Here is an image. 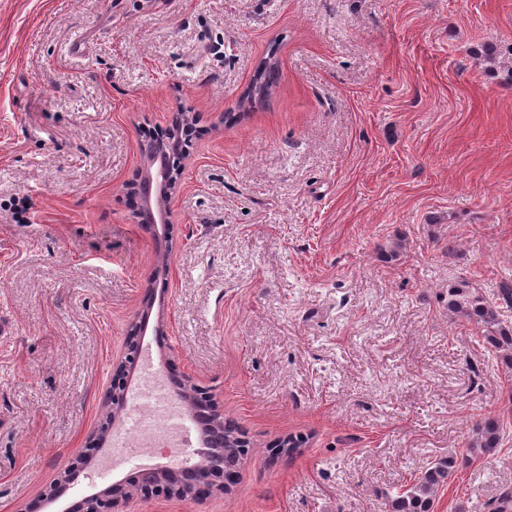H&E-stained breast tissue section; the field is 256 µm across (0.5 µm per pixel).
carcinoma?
Listing matches in <instances>:
<instances>
[{
    "mask_svg": "<svg viewBox=\"0 0 512 512\" xmlns=\"http://www.w3.org/2000/svg\"><path fill=\"white\" fill-rule=\"evenodd\" d=\"M448 314L461 316L476 324L482 343L497 355L507 369L512 370V323L499 318L497 306L467 288L461 281L448 286ZM502 441L501 426L493 419L476 423L472 429L471 447L467 456L448 455L431 462L408 487L387 497V512H432L433 500L439 487L468 459L489 456ZM248 453L246 448H224V470L234 472L240 460Z\"/></svg>",
    "mask_w": 512,
    "mask_h": 512,
    "instance_id": "carcinoma-1",
    "label": "carcinoma"
}]
</instances>
